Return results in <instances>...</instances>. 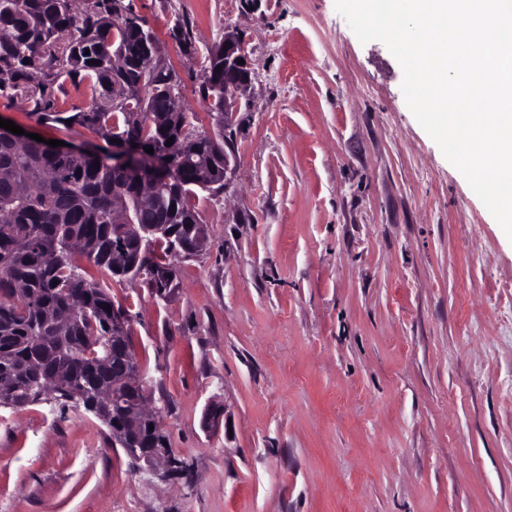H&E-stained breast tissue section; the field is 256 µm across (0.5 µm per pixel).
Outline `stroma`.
Masks as SVG:
<instances>
[{
	"instance_id": "1",
	"label": "stroma",
	"mask_w": 512,
	"mask_h": 512,
	"mask_svg": "<svg viewBox=\"0 0 512 512\" xmlns=\"http://www.w3.org/2000/svg\"><path fill=\"white\" fill-rule=\"evenodd\" d=\"M121 3L200 130L225 30L252 69L230 184L192 200L206 248L172 257L168 300L111 284L186 473L132 462L88 411L0 406V512H512V241L387 46L334 0Z\"/></svg>"
}]
</instances>
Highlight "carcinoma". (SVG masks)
Returning <instances> with one entry per match:
<instances>
[{
    "label": "carcinoma",
    "mask_w": 512,
    "mask_h": 512,
    "mask_svg": "<svg viewBox=\"0 0 512 512\" xmlns=\"http://www.w3.org/2000/svg\"><path fill=\"white\" fill-rule=\"evenodd\" d=\"M113 2L88 0L77 12L72 0H0V96L18 91L37 63L43 81L28 91L37 122L65 128L69 120L106 143L94 157H55L43 142L19 144L0 133V378L13 383L0 406L25 407L52 394L64 407L93 413L111 432L123 397L104 411L97 392L112 385L132 349L129 341L112 342L108 281L144 268L142 242L151 237L125 225L165 224L170 242L191 241L198 223L192 196L213 183L224 187L222 124L213 137L196 138L190 149L171 155L177 177L161 193L143 192L147 170L112 169V145L119 140L162 151L169 138L193 134L184 130L182 101L168 91L169 75L144 64L152 35L114 16ZM215 52L206 98L224 87V72L216 71L224 58ZM114 54L123 59L119 68L112 67ZM64 75L92 82L90 102L70 109L59 102L55 85ZM135 111L142 118L133 125ZM76 304L80 319L49 320ZM58 363L70 378L47 389L51 365ZM151 424L152 417L142 422L135 442L168 447L165 433Z\"/></svg>",
    "instance_id": "1"
}]
</instances>
